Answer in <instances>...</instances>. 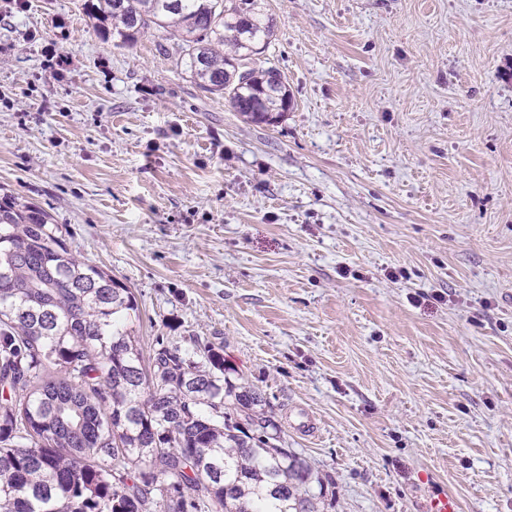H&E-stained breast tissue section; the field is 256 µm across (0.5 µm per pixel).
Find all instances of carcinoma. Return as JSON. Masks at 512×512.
<instances>
[{"label": "carcinoma", "mask_w": 512, "mask_h": 512, "mask_svg": "<svg viewBox=\"0 0 512 512\" xmlns=\"http://www.w3.org/2000/svg\"><path fill=\"white\" fill-rule=\"evenodd\" d=\"M258 0H84L96 32L150 29L176 66L250 122L291 97L260 68ZM135 294L74 254L43 210L0 201V512H321L323 475L282 446L263 394L223 347L159 341L144 356Z\"/></svg>", "instance_id": "1"}]
</instances>
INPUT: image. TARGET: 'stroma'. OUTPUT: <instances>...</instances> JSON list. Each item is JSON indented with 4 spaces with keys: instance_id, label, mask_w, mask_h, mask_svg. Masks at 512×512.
Wrapping results in <instances>:
<instances>
[{
    "instance_id": "1",
    "label": "stroma",
    "mask_w": 512,
    "mask_h": 512,
    "mask_svg": "<svg viewBox=\"0 0 512 512\" xmlns=\"http://www.w3.org/2000/svg\"><path fill=\"white\" fill-rule=\"evenodd\" d=\"M83 2L0 0V198L132 289L143 350L220 344L328 512H512V0H259L274 126Z\"/></svg>"
}]
</instances>
